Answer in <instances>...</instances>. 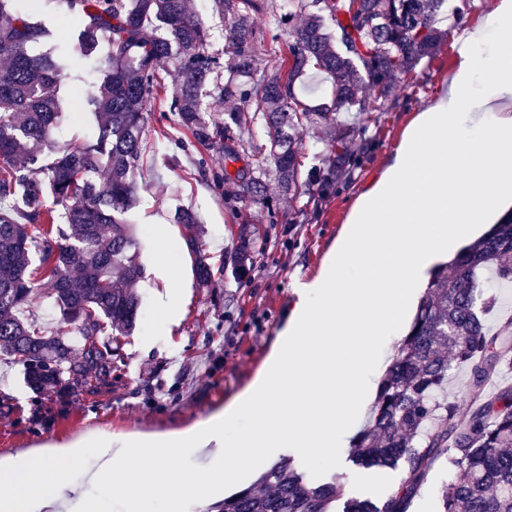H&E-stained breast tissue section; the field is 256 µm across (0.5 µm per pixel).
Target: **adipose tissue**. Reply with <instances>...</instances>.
Returning a JSON list of instances; mask_svg holds the SVG:
<instances>
[{"instance_id": "ef3b65f1", "label": "adipose tissue", "mask_w": 512, "mask_h": 512, "mask_svg": "<svg viewBox=\"0 0 512 512\" xmlns=\"http://www.w3.org/2000/svg\"><path fill=\"white\" fill-rule=\"evenodd\" d=\"M499 38L480 93L471 90L476 49L487 31ZM466 115L470 136L457 123ZM512 196V0H496L483 26L458 51L449 86L425 102L392 164L358 198L354 230L329 275L294 285L297 303L267 371L239 403L248 428L235 439L227 415L156 439L92 430L84 438L0 456V512H104L90 485L123 490L150 503L165 492L170 512L205 504L220 485L276 448L339 461L343 423L359 415L378 352L368 336L397 333L425 269L468 225L506 212ZM209 458L190 474L166 459Z\"/></svg>"}]
</instances>
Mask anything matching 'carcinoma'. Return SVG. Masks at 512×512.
<instances>
[{"label":"carcinoma","instance_id":"carcinoma-1","mask_svg":"<svg viewBox=\"0 0 512 512\" xmlns=\"http://www.w3.org/2000/svg\"><path fill=\"white\" fill-rule=\"evenodd\" d=\"M18 2L0 0V60L8 64L0 72V355L22 368L36 394L64 379L91 390L109 384L112 347L100 337L129 336L136 327L135 285L144 267L130 214L149 112L162 92L174 86L169 110L179 125L197 142L224 149L226 161L254 149L260 126L264 144L255 161L224 177L241 181L242 206L268 207L271 172L291 203L340 178L354 134H334L322 165L303 180L306 153L296 131L334 129L342 110L384 111L394 84L434 57L447 36L436 21L448 0H360L363 25L343 0H288L286 28L270 36L255 17L277 12V0H207L210 17L227 27L224 63L210 51L207 21L189 12L187 0H46L59 18L75 22L74 50ZM103 38L108 52L101 55ZM267 40L286 48L287 74L261 69ZM36 45L46 51L32 53ZM77 58L103 74L84 91L95 128L60 147L54 131L63 117V82ZM311 70L329 83L331 104L315 105L310 90L296 91ZM263 240L257 231L240 237L224 265L245 268ZM186 244L199 283L212 282L197 235ZM492 280L512 284V210L433 268L354 438L356 463L406 468L401 488L379 501L347 497L340 477L314 480L288 457L260 475L259 489L224 498L217 512H409L442 456L460 476L443 492L440 512H512V385L486 391L496 372L512 366V318L487 329ZM36 293L59 312L53 332L27 318ZM456 368L468 373L474 397L463 418L447 397Z\"/></svg>","mask_w":512,"mask_h":512}]
</instances>
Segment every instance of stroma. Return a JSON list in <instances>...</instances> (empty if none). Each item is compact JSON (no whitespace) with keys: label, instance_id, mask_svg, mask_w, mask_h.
I'll list each match as a JSON object with an SVG mask.
<instances>
[{"label":"stroma","instance_id":"stroma-1","mask_svg":"<svg viewBox=\"0 0 512 512\" xmlns=\"http://www.w3.org/2000/svg\"><path fill=\"white\" fill-rule=\"evenodd\" d=\"M494 2L448 0L450 14L439 27L449 31V38L436 57L423 60L395 85L386 110L365 118L339 112V126L355 131L348 143L352 164L346 181L326 195L294 204L277 199L272 215L258 205L235 211L239 183L224 178L222 152L194 142L170 112L169 97L156 100L147 127L155 159L138 177L131 215L145 268L138 284L139 324L112 350L111 385L94 391L79 387L34 394L24 385L20 367L1 360L0 455L76 439L93 428L115 435L183 428L230 406L263 369L290 319L294 283L314 279L335 258L357 198L385 171L420 108L455 71L454 35L481 26ZM180 209L199 218L203 252L210 260L233 250L240 229L253 224L267 227L268 242L246 273L228 269L202 287L194 275V256L185 247L189 231L175 220ZM162 224L176 238L164 254L155 244ZM162 265L173 272L179 289L172 324L155 297V273ZM298 464L310 474H342L345 494L362 499H381L407 478L401 467L367 468L347 459L335 466L302 457Z\"/></svg>","mask_w":512,"mask_h":512}]
</instances>
